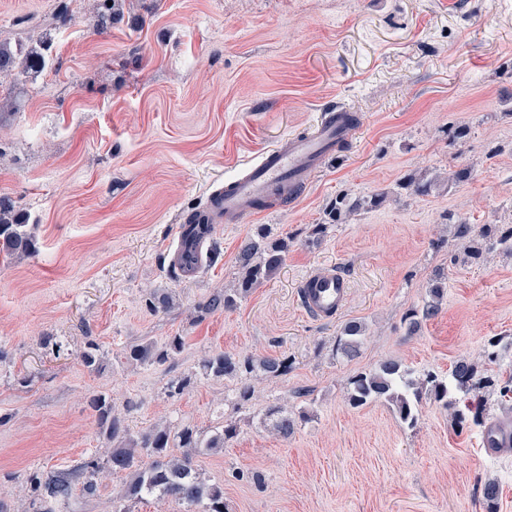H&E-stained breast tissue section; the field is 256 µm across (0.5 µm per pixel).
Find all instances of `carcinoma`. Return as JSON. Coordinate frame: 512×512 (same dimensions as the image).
Returning a JSON list of instances; mask_svg holds the SVG:
<instances>
[{
    "label": "carcinoma",
    "instance_id": "1",
    "mask_svg": "<svg viewBox=\"0 0 512 512\" xmlns=\"http://www.w3.org/2000/svg\"><path fill=\"white\" fill-rule=\"evenodd\" d=\"M96 12L100 29L112 26L118 16L117 0H97ZM47 50V43L42 42L20 56L9 45L0 43V73L15 70L26 73L39 69L47 63ZM383 200L382 194H372L356 200L346 195H338L329 211L330 224H341L356 210L376 207ZM24 227L25 224L13 213L11 203L1 198L0 246L9 253H29L32 242ZM210 231L209 224L188 225L187 231L182 235V258L195 260L193 246ZM454 236L463 244V253L455 256L454 262L462 265L480 259L486 249L512 254V227L495 230L490 224L457 221ZM289 246L288 238L274 237L267 225H259L255 234L240 245L237 255L238 272L233 286L198 302L195 305L198 316L234 308L238 301L268 280L283 265ZM446 288L445 277L437 275L431 280L429 300L422 306L411 309L405 317L407 335H413L423 322L441 312ZM147 306L154 312L167 311L173 308L174 297L166 290L155 289L149 294ZM365 332L364 324L359 321L346 323L337 338L335 351L348 359L355 358L365 339ZM184 348L185 339L182 336L170 337L161 347L150 339H143L126 346L125 355L133 364L151 366L166 362L180 354ZM80 361L90 371L102 369L103 354L98 344L92 340L87 342L80 353ZM288 368L286 358L241 357L222 351L214 352L199 361L195 373L171 386L169 395L182 393L197 380H227L236 383L232 402L240 408L250 401L253 394L252 387L245 382L247 376L277 378L287 374ZM495 386L496 379L478 376L477 367L466 359L453 363L447 380L432 372L415 376L402 361L386 359L374 368L352 377L347 387V400L355 408L385 401L394 407L403 424L413 428L419 420L422 400L427 397L438 406L451 409L452 415L458 421L469 418L474 425L483 426L488 415L487 400L482 397L472 398L470 394ZM456 393L463 394L464 399L457 400L454 397ZM499 397L502 404L512 400V375L499 387ZM87 406L95 418L100 435L108 441L118 442V445L105 449L102 460H89L73 471L45 472L39 468L32 469L27 477L28 512H52L51 504L69 500L78 481L82 482L85 497L95 496V475L103 468L123 475L122 485L112 500L113 512H129L127 503L138 502L150 496L177 502L185 506V512H228V506L224 502V489L201 477L194 467V458L203 450L224 449L226 443L238 434L234 421H224V426L209 435H204L190 426L176 428L161 424L139 437H134L125 424V417L112 405L109 395L93 393L87 398ZM304 418V412H295L282 404L270 405L265 410V419L271 422L272 430L284 439L295 433L298 421ZM500 494L497 482L484 483V512H497Z\"/></svg>",
    "mask_w": 512,
    "mask_h": 512
}]
</instances>
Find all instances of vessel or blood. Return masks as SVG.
I'll return each instance as SVG.
<instances>
[{"label":"vessel or blood","mask_w":512,"mask_h":512,"mask_svg":"<svg viewBox=\"0 0 512 512\" xmlns=\"http://www.w3.org/2000/svg\"><path fill=\"white\" fill-rule=\"evenodd\" d=\"M355 131L343 106L326 110L313 132L281 139L248 163L237 179L214 189L208 197L207 211L198 219L186 216V223H242L246 217L258 214L260 202L275 187L287 182L306 183L335 154L340 142L352 140ZM349 291L346 278L334 268L321 267L303 278L298 296L307 315L330 320L343 310Z\"/></svg>","instance_id":"obj_1"}]
</instances>
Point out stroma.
<instances>
[{"label":"stroma","instance_id":"1","mask_svg":"<svg viewBox=\"0 0 512 512\" xmlns=\"http://www.w3.org/2000/svg\"><path fill=\"white\" fill-rule=\"evenodd\" d=\"M92 4L0 0V42L50 45L44 71L0 74L10 102L0 110V197L33 241L27 255L0 252V500L24 512L31 467L103 454L85 403L102 391L136 436L236 419L223 451L195 459L223 485L229 512H482L489 480L500 512H512V457L490 454L471 421L427 400L410 428L388 403L345 398L352 375L387 358L418 375L447 376L461 357L485 376L512 370V256L454 264L452 225L512 224V0H125L104 30ZM336 103L359 118L348 148L294 198L219 227L217 260L174 273L181 215ZM463 167L469 180L449 183ZM411 176L434 180L431 193L410 195ZM380 192V207L329 225L337 195ZM324 223L322 241L307 243ZM261 224L292 240L281 269L232 310L194 321L198 302L233 283L238 248ZM326 265L346 276L350 296L320 322L302 312L297 288ZM439 273L441 312L406 335V313ZM154 288L172 292L175 308L149 310ZM354 320L367 338L349 361L333 348ZM179 335L183 352L163 364L124 357L140 339L161 346ZM90 340L104 354L98 372L80 362ZM220 350L282 356L291 368L254 381L238 410L224 402L229 381L169 396ZM277 402L308 414L285 440L261 421ZM121 482L99 475L95 497L74 491L55 512H112Z\"/></svg>","mask_w":512,"mask_h":512}]
</instances>
